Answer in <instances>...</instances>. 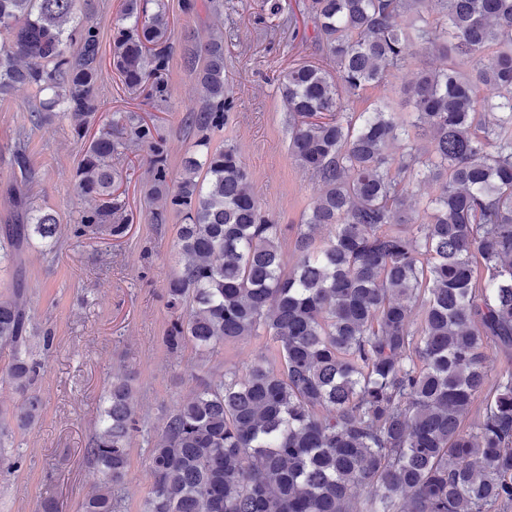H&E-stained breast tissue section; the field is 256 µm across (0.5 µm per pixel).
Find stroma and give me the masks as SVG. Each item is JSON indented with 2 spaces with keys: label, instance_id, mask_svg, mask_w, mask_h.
Returning <instances> with one entry per match:
<instances>
[{
  "label": "stroma",
  "instance_id": "1",
  "mask_svg": "<svg viewBox=\"0 0 512 512\" xmlns=\"http://www.w3.org/2000/svg\"><path fill=\"white\" fill-rule=\"evenodd\" d=\"M122 3L77 2L78 15L98 33L105 64L95 87L100 109L91 129L109 122L116 112L156 116L169 177L177 179L196 139L186 116L202 102L183 50L204 41L211 26L221 25L235 108L213 142L233 140L267 213L281 224L300 223L321 185L288 154V112L277 78L294 61L318 57L312 41L304 37L303 0H282L283 17L263 22L257 19L261 0H224L221 13L197 15L184 14L180 0H166L170 61L165 94L158 99L130 92L109 65L113 25ZM32 96V89L21 85L0 98V224L11 218L8 189L19 175L11 164V150L24 135L33 173L30 191L56 213L60 224L56 252H45L35 238L20 256L31 332L36 337L51 334L53 343L38 352L43 363L34 386L42 400L39 418L30 429L13 430L1 441L19 450L23 464L14 474L0 476V512H39L41 502L50 497L58 500L60 512H78L86 494L102 480L84 450L94 432L105 381L116 373L129 376L139 403L140 429L132 438L122 491V512H139L153 482L147 464L153 431L201 383L266 354V340L248 336L227 342L205 359L189 347L179 356L168 354L163 344L171 319L166 285L176 268L179 219L172 216L164 224L148 219V150L133 145L114 161L123 177L121 199L134 214L128 234L119 240L105 235L76 240L70 226L90 206L75 189L88 142L77 138L69 120L56 111L31 125Z\"/></svg>",
  "mask_w": 512,
  "mask_h": 512
}]
</instances>
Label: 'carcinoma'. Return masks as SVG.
<instances>
[{
    "label": "carcinoma",
    "mask_w": 512,
    "mask_h": 512,
    "mask_svg": "<svg viewBox=\"0 0 512 512\" xmlns=\"http://www.w3.org/2000/svg\"><path fill=\"white\" fill-rule=\"evenodd\" d=\"M202 7L223 4L181 0L185 13ZM303 15L319 59L278 78L288 152L321 183L301 223L262 209L234 144L212 147L234 109L222 28L186 48L204 95L188 112L199 137L174 184L157 124L127 113L79 164L76 191L98 204L73 237L121 238L129 218L112 219V157L128 135L151 153V220L181 221L166 287L170 355L192 345L203 358L246 336L276 349L166 415L150 439L141 512H512V0H305ZM402 16L421 25L403 28ZM168 30L164 0H124L112 70L127 87L162 96ZM0 33V97L29 85L40 95L32 125L57 109L84 138L102 68L77 0H0ZM422 53L444 66L396 89L391 79ZM387 86L390 98L358 108L364 92ZM26 150H13L20 180L11 223L0 225L5 268L34 235L51 252L58 244V219L29 192ZM417 181L435 194L412 199ZM31 320L18 276L0 295V346L23 396L21 430L42 409ZM492 346L507 353L493 381ZM139 423L127 378L112 376L85 449L103 479L80 512H121ZM22 461L0 448V474Z\"/></svg>",
    "instance_id": "obj_1"
}]
</instances>
